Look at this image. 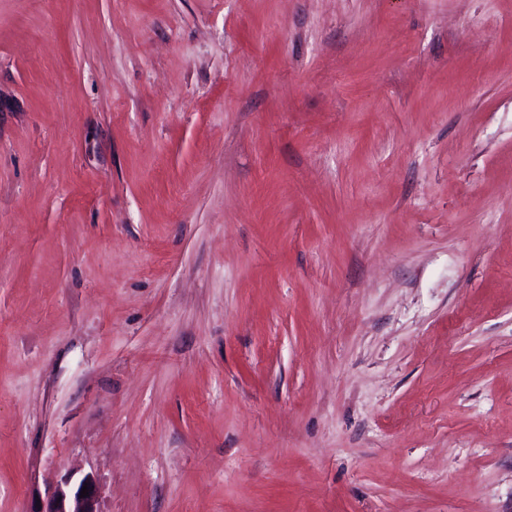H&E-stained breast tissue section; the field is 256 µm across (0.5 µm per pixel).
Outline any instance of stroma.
Segmentation results:
<instances>
[{"instance_id":"35a3bbf8","label":"stroma","mask_w":512,"mask_h":512,"mask_svg":"<svg viewBox=\"0 0 512 512\" xmlns=\"http://www.w3.org/2000/svg\"><path fill=\"white\" fill-rule=\"evenodd\" d=\"M512 512V0H0V512ZM75 474L63 476L51 492L41 510L32 512H101L98 509V487L95 477L84 474L74 479ZM87 484L88 496L81 497V491Z\"/></svg>"}]
</instances>
